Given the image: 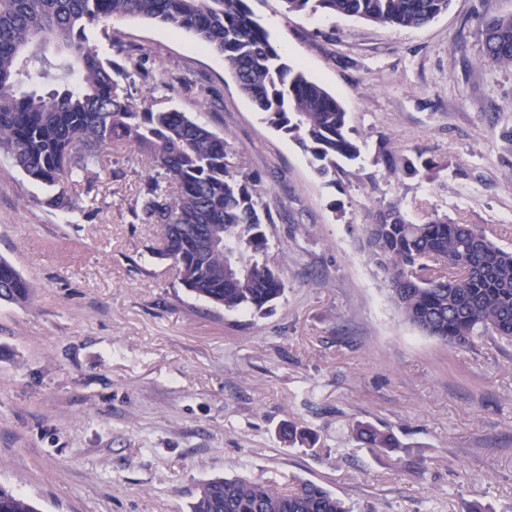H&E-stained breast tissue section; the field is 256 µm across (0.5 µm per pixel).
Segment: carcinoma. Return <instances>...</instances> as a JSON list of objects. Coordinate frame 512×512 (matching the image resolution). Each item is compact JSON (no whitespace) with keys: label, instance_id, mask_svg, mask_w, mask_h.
Listing matches in <instances>:
<instances>
[{"label":"carcinoma","instance_id":"1","mask_svg":"<svg viewBox=\"0 0 512 512\" xmlns=\"http://www.w3.org/2000/svg\"><path fill=\"white\" fill-rule=\"evenodd\" d=\"M290 13L311 10L395 28H420L448 10L450 0H282ZM135 17L188 33L224 56L240 91L269 122L318 163L355 160L361 147L349 135L347 113L329 92L289 65L269 32L252 17L248 0H0V153L32 181L53 188L46 204L84 213L68 195L109 148H131L149 170L132 214L160 228L158 254L171 261L179 283L226 311L262 313L282 297L285 283L263 225L271 204L258 202L256 180L231 169L227 141L185 112L143 107L131 85L149 58L145 50L118 62L122 34L110 21ZM482 60L512 66V14L478 17ZM52 42L57 66L38 49ZM40 65L42 77L63 83L46 94L17 95L21 78ZM371 255L386 274L405 319L452 347L484 333L512 338V250L495 245L474 224L435 216L406 220L398 207L366 225ZM28 281L0 258V299L25 304ZM355 439L367 448L402 447L389 431L360 423ZM0 512H39L37 504L0 485ZM190 512H351L324 487L302 482L280 491L240 476H217L197 488Z\"/></svg>","mask_w":512,"mask_h":512}]
</instances>
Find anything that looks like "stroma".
Here are the masks:
<instances>
[{
    "instance_id": "1",
    "label": "stroma",
    "mask_w": 512,
    "mask_h": 512,
    "mask_svg": "<svg viewBox=\"0 0 512 512\" xmlns=\"http://www.w3.org/2000/svg\"><path fill=\"white\" fill-rule=\"evenodd\" d=\"M280 54L338 99L361 146L319 176L313 158L243 95L222 55L139 18L152 55L130 92L228 141V160L278 213L285 294L262 315L216 308L153 255L130 208L147 165L129 149L70 190L87 215L0 156V257L31 285L0 300V484L41 512H190L198 485L239 475L322 485L353 512H512V339L454 348L392 301L366 224L398 206L448 216L512 250V69L481 60L480 15L512 0H450L427 26L286 12L249 0ZM170 75L192 86L164 91ZM410 170L392 175L385 154ZM314 446H288V424ZM401 448H364L356 424Z\"/></svg>"
}]
</instances>
